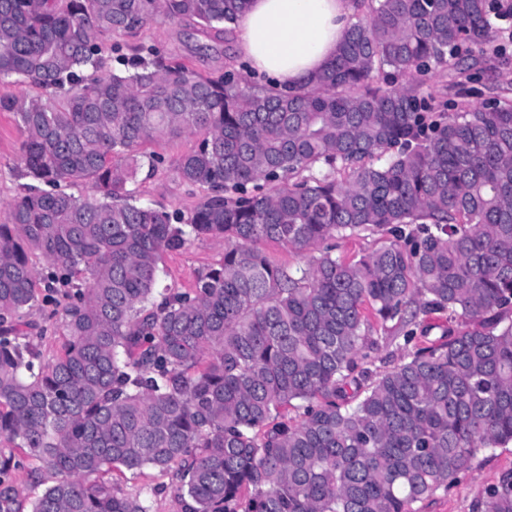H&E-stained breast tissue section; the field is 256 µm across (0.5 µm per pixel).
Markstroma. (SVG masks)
<instances>
[{"label": "stroma", "instance_id": "1", "mask_svg": "<svg viewBox=\"0 0 512 512\" xmlns=\"http://www.w3.org/2000/svg\"><path fill=\"white\" fill-rule=\"evenodd\" d=\"M156 46L162 53L189 60L203 74L220 77L232 73L242 79L243 63L238 54L236 29L228 27L222 37L205 33L188 21L154 22L143 28L137 37L109 34L104 49L113 44L128 47L135 43ZM494 47L504 51L508 65L485 64L483 71L452 73L441 68L429 69L418 76L427 104L436 112H454L458 104L482 107L492 96L512 97V19L497 21ZM20 129L11 115L0 112V218L20 191ZM199 137L189 134L171 141H153L144 145L145 153L163 157L164 162L151 177L142 181L141 199L148 204H163L167 209L189 211L201 196L200 190L181 182L172 169L176 158L189 152ZM226 242L218 237L194 241L187 249L167 254L161 265V285L183 289L194 287L198 276L224 256ZM512 470V443L489 449L477 456L472 467L463 473L448 491L415 503V512H482L486 493L497 484L501 475ZM112 477L125 494L143 496L150 512H184V503L177 492L174 473L153 468L113 471Z\"/></svg>", "mask_w": 512, "mask_h": 512}]
</instances>
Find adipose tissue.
Instances as JSON below:
<instances>
[{
	"instance_id": "adipose-tissue-1",
	"label": "adipose tissue",
	"mask_w": 512,
	"mask_h": 512,
	"mask_svg": "<svg viewBox=\"0 0 512 512\" xmlns=\"http://www.w3.org/2000/svg\"><path fill=\"white\" fill-rule=\"evenodd\" d=\"M353 11L352 0H250L239 50L272 88H298L334 58Z\"/></svg>"
}]
</instances>
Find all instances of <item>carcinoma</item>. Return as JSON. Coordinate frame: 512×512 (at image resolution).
<instances>
[{
  "mask_svg": "<svg viewBox=\"0 0 512 512\" xmlns=\"http://www.w3.org/2000/svg\"><path fill=\"white\" fill-rule=\"evenodd\" d=\"M248 2L0 0V80L38 89L0 97L36 181L0 221V443L54 477L30 512H149L99 479L118 466L174 471L185 512H413L512 443V99L435 118L413 79L489 45L512 5L374 0L288 94L145 45L118 69L102 53L158 20L221 34ZM387 68L407 84H377ZM192 133L174 171L204 194L141 203L159 160L139 147ZM364 232L391 239L355 262L258 248ZM207 237L222 262L158 292L164 255ZM47 290L66 336L50 360L25 321ZM434 312L457 323L437 339ZM372 317L407 349L383 374ZM20 467L0 455V512H20ZM483 507L512 512V471ZM259 247L271 262L294 269L305 267L310 256L317 255L319 252L318 249L322 248V246H318L307 252H299L287 245L276 242H263Z\"/></svg>",
  "mask_w": 512,
  "mask_h": 512,
  "instance_id": "cac0c4a2",
  "label": "carcinoma"
}]
</instances>
